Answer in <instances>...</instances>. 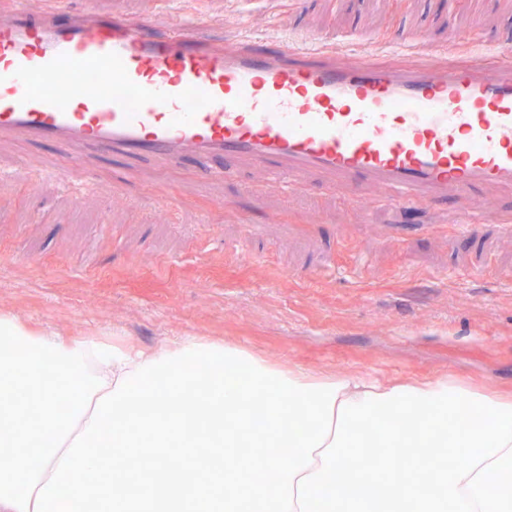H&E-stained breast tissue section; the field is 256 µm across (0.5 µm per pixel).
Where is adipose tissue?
Instances as JSON below:
<instances>
[{"mask_svg":"<svg viewBox=\"0 0 512 512\" xmlns=\"http://www.w3.org/2000/svg\"><path fill=\"white\" fill-rule=\"evenodd\" d=\"M183 337L144 350L67 342L0 314V512H33L36 494L83 432L97 399L141 362L192 346ZM257 364L299 384L337 383L331 433L293 480V512H512V395L438 376L405 382L314 373L264 356ZM64 382L71 405L57 410ZM371 448L394 467L360 481L346 467ZM412 456H405V449Z\"/></svg>","mask_w":512,"mask_h":512,"instance_id":"adipose-tissue-1","label":"adipose tissue"}]
</instances>
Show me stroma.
Instances as JSON below:
<instances>
[{
    "mask_svg": "<svg viewBox=\"0 0 512 512\" xmlns=\"http://www.w3.org/2000/svg\"><path fill=\"white\" fill-rule=\"evenodd\" d=\"M201 37H231L238 18L313 37L367 42L397 30L443 39L454 25L477 38L512 31V0H193ZM54 167L46 143L0 142V163ZM203 159L172 170L90 156L97 190L72 197L50 179L0 183V313L65 337L122 339L149 349L168 337L233 341L274 361L341 375H445L512 394V242L460 264L469 242L431 233L443 207L381 208L377 224L317 185L301 194L308 231L259 172L202 189ZM184 209L151 207L154 193ZM210 221L197 223L199 212ZM248 223L261 225L251 236ZM382 224L406 233L386 237ZM321 269L307 278V269Z\"/></svg>",
    "mask_w": 512,
    "mask_h": 512,
    "instance_id": "obj_1",
    "label": "stroma"
}]
</instances>
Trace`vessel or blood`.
Segmentation results:
<instances>
[{"label":"vessel or blood","instance_id":"obj_1","mask_svg":"<svg viewBox=\"0 0 512 512\" xmlns=\"http://www.w3.org/2000/svg\"><path fill=\"white\" fill-rule=\"evenodd\" d=\"M195 11L152 17L0 14V139L51 144L64 188L88 154L224 157L292 193L310 183L374 208L444 205L448 234L483 250L512 238V37L484 47L404 33L367 43L302 33L201 39ZM66 75L72 95L52 76Z\"/></svg>","mask_w":512,"mask_h":512}]
</instances>
